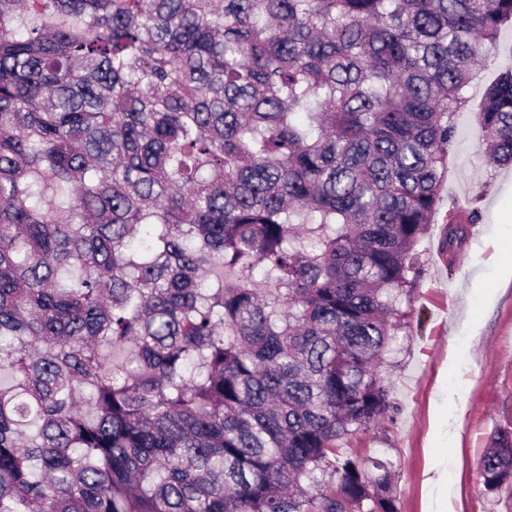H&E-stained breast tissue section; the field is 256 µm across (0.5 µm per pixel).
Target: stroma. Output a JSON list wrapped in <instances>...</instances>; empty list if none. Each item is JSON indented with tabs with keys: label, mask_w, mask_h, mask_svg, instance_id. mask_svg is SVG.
Returning <instances> with one entry per match:
<instances>
[{
	"label": "stroma",
	"mask_w": 512,
	"mask_h": 512,
	"mask_svg": "<svg viewBox=\"0 0 512 512\" xmlns=\"http://www.w3.org/2000/svg\"><path fill=\"white\" fill-rule=\"evenodd\" d=\"M512 67V30L504 29L487 66L467 89L480 101ZM474 116H458V137L442 182V205L417 247L414 314L399 332L385 372L393 405L384 437L363 434L361 455L390 467L399 512H424L425 472L448 475L447 512H512V483L487 491L481 459L498 429L512 427V168L490 165L473 135ZM478 207L456 261L441 251L449 203Z\"/></svg>",
	"instance_id": "obj_1"
}]
</instances>
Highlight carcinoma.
Wrapping results in <instances>:
<instances>
[{"mask_svg":"<svg viewBox=\"0 0 512 512\" xmlns=\"http://www.w3.org/2000/svg\"><path fill=\"white\" fill-rule=\"evenodd\" d=\"M508 26L512 0H0V512H398L352 444L387 432L459 113L512 166V68L467 96ZM480 220L448 213V265ZM482 475L512 483V432Z\"/></svg>","mask_w":512,"mask_h":512,"instance_id":"cac0c4a2","label":"carcinoma"}]
</instances>
